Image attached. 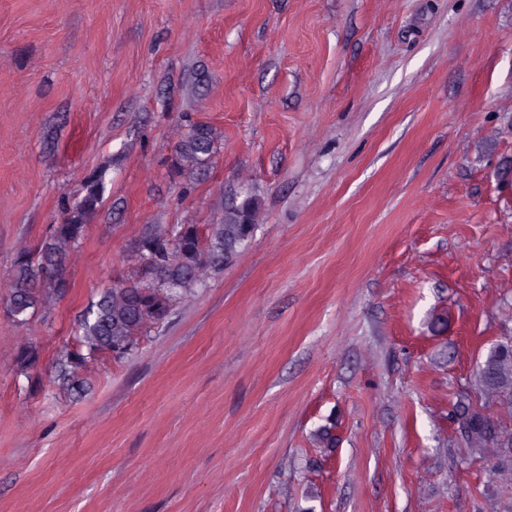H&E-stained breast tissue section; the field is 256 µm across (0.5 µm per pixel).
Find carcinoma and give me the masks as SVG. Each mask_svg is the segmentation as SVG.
Segmentation results:
<instances>
[{"mask_svg": "<svg viewBox=\"0 0 512 512\" xmlns=\"http://www.w3.org/2000/svg\"><path fill=\"white\" fill-rule=\"evenodd\" d=\"M213 128L206 124L192 126L176 146V171L204 170L217 150ZM102 182L89 180L81 199L70 215L52 225L48 241L36 253L20 251L13 261V279L7 312L17 324L40 304L42 294H61L67 287L65 258L83 235V219L101 202ZM254 200L246 196L232 206L216 224H147L132 242L138 266L126 277L106 289L98 301L82 315L83 343L91 353L128 355L138 337L161 322L171 308L190 290L203 283L210 269L224 266V252L243 245L240 241L244 215L254 217ZM84 363L78 352L67 353L58 360L57 378L75 387L77 369ZM481 405H503L512 396V353L493 347L476 373ZM465 398L456 405V417L466 429L463 442L471 453L493 460L492 477L512 483V405L506 414L492 419L471 408Z\"/></svg>", "mask_w": 512, "mask_h": 512, "instance_id": "cac0c4a2", "label": "carcinoma"}]
</instances>
